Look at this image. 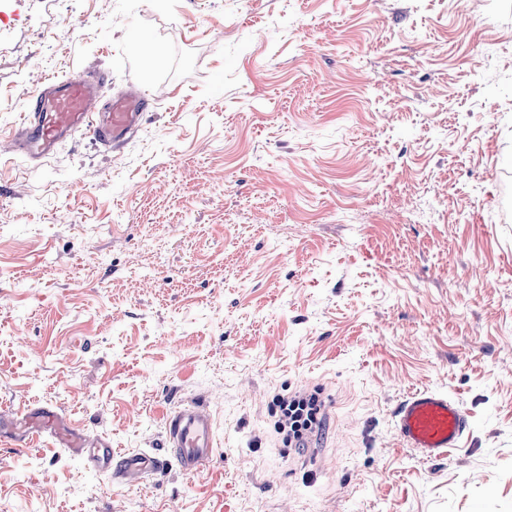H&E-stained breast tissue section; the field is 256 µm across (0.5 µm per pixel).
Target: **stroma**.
Here are the masks:
<instances>
[{
  "instance_id": "1",
  "label": "stroma",
  "mask_w": 512,
  "mask_h": 512,
  "mask_svg": "<svg viewBox=\"0 0 512 512\" xmlns=\"http://www.w3.org/2000/svg\"><path fill=\"white\" fill-rule=\"evenodd\" d=\"M149 101L107 151L6 133L50 77ZM319 389L284 446L273 397ZM462 447H402L410 392ZM215 418L199 474L165 419ZM0 512H512V0H0ZM394 432L402 447L415 450L429 461L461 447L468 421L459 403L447 394L418 390L397 406ZM25 413L18 421L26 436L17 440L15 444L21 451L29 448L40 434L51 430L69 452L74 455H87L98 470L111 472L114 477H121L129 483L144 481L158 467L157 459L146 454L130 456L125 461L113 464L114 455L109 442L103 441L97 444L98 447L87 448L82 439L83 433L70 422L58 418V414L51 408L30 407Z\"/></svg>"
}]
</instances>
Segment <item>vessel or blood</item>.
Returning <instances> with one entry per match:
<instances>
[{"mask_svg": "<svg viewBox=\"0 0 512 512\" xmlns=\"http://www.w3.org/2000/svg\"><path fill=\"white\" fill-rule=\"evenodd\" d=\"M104 83L105 77L99 73L43 82L28 101L23 119L11 137L13 151L33 161L42 160L79 130L87 131L104 149L124 145L139 130L148 103L134 95L102 102L100 90ZM19 424L25 435L17 440L18 449L29 448L36 437L50 430L69 452L88 456L98 470L130 483L144 481L158 466L157 459L146 454L114 462L109 442L87 447L82 432L53 411L43 414L38 408H27ZM467 427L459 403L431 390L408 394L399 403L393 424L402 447L415 450L429 461L461 447ZM165 433L185 472L195 474L205 468L216 445L215 419L208 409L192 404L168 415Z\"/></svg>", "mask_w": 512, "mask_h": 512, "instance_id": "vessel-or-blood-1", "label": "vessel or blood"}]
</instances>
